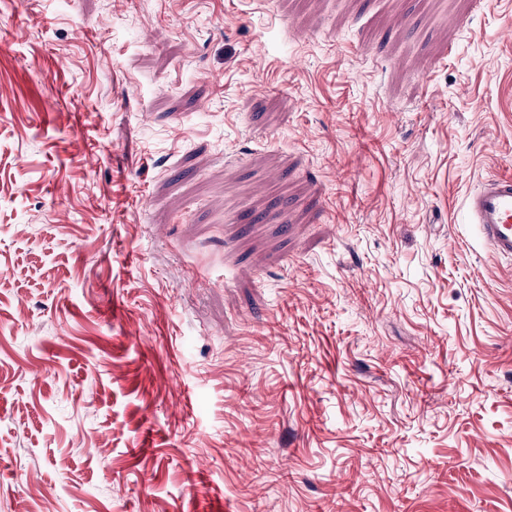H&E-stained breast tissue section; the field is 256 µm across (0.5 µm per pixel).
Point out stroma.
I'll return each instance as SVG.
<instances>
[{
    "label": "stroma",
    "instance_id": "stroma-1",
    "mask_svg": "<svg viewBox=\"0 0 512 512\" xmlns=\"http://www.w3.org/2000/svg\"><path fill=\"white\" fill-rule=\"evenodd\" d=\"M512 0H0V512H512ZM478 241L499 260L512 261V176H491L465 198Z\"/></svg>",
    "mask_w": 512,
    "mask_h": 512
}]
</instances>
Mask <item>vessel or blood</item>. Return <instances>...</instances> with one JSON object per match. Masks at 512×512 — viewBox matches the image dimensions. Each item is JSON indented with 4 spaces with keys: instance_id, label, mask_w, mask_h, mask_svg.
<instances>
[{
    "instance_id": "1",
    "label": "vessel or blood",
    "mask_w": 512,
    "mask_h": 512,
    "mask_svg": "<svg viewBox=\"0 0 512 512\" xmlns=\"http://www.w3.org/2000/svg\"><path fill=\"white\" fill-rule=\"evenodd\" d=\"M478 241L499 260L512 261V176L485 179L465 198Z\"/></svg>"
}]
</instances>
